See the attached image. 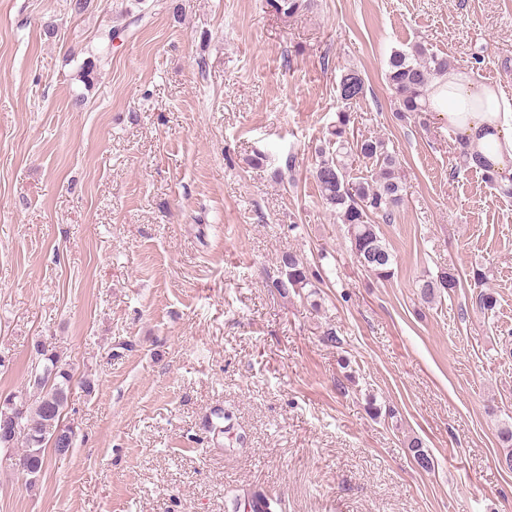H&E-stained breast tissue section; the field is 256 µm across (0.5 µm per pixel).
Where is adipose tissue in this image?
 <instances>
[{
  "label": "adipose tissue",
  "instance_id": "obj_1",
  "mask_svg": "<svg viewBox=\"0 0 512 512\" xmlns=\"http://www.w3.org/2000/svg\"><path fill=\"white\" fill-rule=\"evenodd\" d=\"M427 105L446 118L455 148L472 166L512 178V100L465 69L451 68L426 89Z\"/></svg>",
  "mask_w": 512,
  "mask_h": 512
}]
</instances>
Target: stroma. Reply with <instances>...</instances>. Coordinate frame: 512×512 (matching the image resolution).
<instances>
[{
  "label": "stroma",
  "instance_id": "obj_1",
  "mask_svg": "<svg viewBox=\"0 0 512 512\" xmlns=\"http://www.w3.org/2000/svg\"><path fill=\"white\" fill-rule=\"evenodd\" d=\"M418 43L512 96V0H0V397L43 347L77 430L31 490L0 449V512H231L255 487L286 512H512V196L457 168L445 121L397 116L386 62ZM349 69L350 131L406 188L388 280L311 176ZM288 251L315 295L274 288ZM458 278L451 271H442L436 278H426L419 284L420 296L427 301H432L443 292L457 287Z\"/></svg>",
  "mask_w": 512,
  "mask_h": 512
}]
</instances>
